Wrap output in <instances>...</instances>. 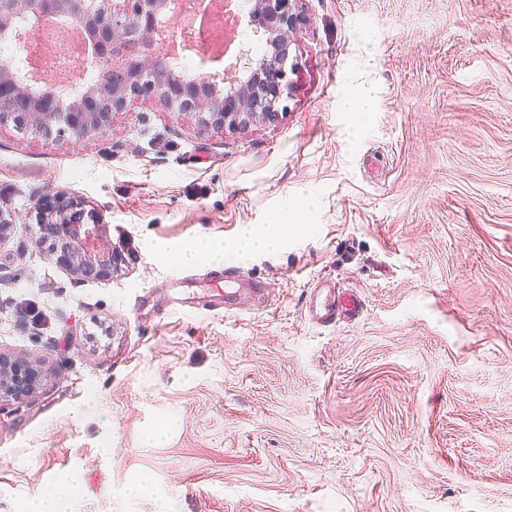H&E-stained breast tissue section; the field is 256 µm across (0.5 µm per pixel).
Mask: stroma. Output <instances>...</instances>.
I'll return each mask as SVG.
<instances>
[{
	"label": "stroma",
	"mask_w": 512,
	"mask_h": 512,
	"mask_svg": "<svg viewBox=\"0 0 512 512\" xmlns=\"http://www.w3.org/2000/svg\"><path fill=\"white\" fill-rule=\"evenodd\" d=\"M279 117L202 130L154 97L85 139L0 127V512H512V0H301ZM370 91L363 117L341 109ZM59 192L126 260L48 261ZM285 242L181 264L247 227ZM356 290L316 328L305 286ZM41 372L36 361H10L0 354V398L28 396L36 388Z\"/></svg>",
	"instance_id": "35a3bbf8"
}]
</instances>
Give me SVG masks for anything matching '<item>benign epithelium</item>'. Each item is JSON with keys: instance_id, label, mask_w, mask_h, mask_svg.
<instances>
[{"instance_id": "obj_1", "label": "benign epithelium", "mask_w": 512, "mask_h": 512, "mask_svg": "<svg viewBox=\"0 0 512 512\" xmlns=\"http://www.w3.org/2000/svg\"><path fill=\"white\" fill-rule=\"evenodd\" d=\"M298 3L248 0L247 12L238 13L237 21L248 17L253 33L266 37L268 50L254 59L242 49L233 70L204 81L185 76L163 50L176 24L185 46L195 48L188 0H0L1 37L22 45L55 15L85 28L99 56L112 61L110 83L99 78L44 83L23 63L1 64L0 102L15 103L16 111L0 112V125L11 123L21 132L34 127L48 137L63 127L82 139L104 132L113 113L145 97L158 98L169 112L197 115L205 130L236 131L257 120L271 121L288 88V73L297 64L289 49L305 24ZM37 207L59 215L50 249L56 265L75 276L112 275L119 256L98 237V221H85L79 204H66L57 194L41 197ZM40 376L37 362L12 361L0 354V398L28 396Z\"/></svg>"}]
</instances>
